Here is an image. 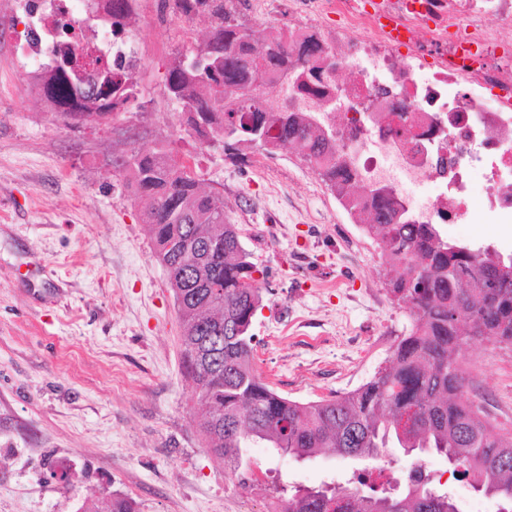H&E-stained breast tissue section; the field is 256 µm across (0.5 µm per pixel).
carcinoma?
I'll return each mask as SVG.
<instances>
[{"mask_svg": "<svg viewBox=\"0 0 512 512\" xmlns=\"http://www.w3.org/2000/svg\"><path fill=\"white\" fill-rule=\"evenodd\" d=\"M190 18L207 14L210 35L168 70L167 89L184 113H196L208 136L186 128L224 155L245 162L242 150L268 153L300 147L302 157L334 193H353L352 174L336 161V141L304 122L303 113L247 91L288 76L296 61L319 70L323 48L296 55L282 28L273 38L260 26L237 22L224 0H175ZM88 10L112 23L118 35L133 20L131 0H90ZM48 74L36 81L40 97L63 120L101 123L137 101L132 65L107 60L77 42L55 52ZM140 209L165 267L182 326V363L200 405L197 427L208 451L238 470L245 449L263 441L279 455L307 459L330 450L397 462L404 455L437 453L453 474L492 495L512 512V432L500 433L462 400L466 377L459 363L464 344L482 337L512 345V258L486 249L450 244L434 224H407L389 195L371 194L368 233L382 247L390 293L409 307L414 325L395 346L388 365L369 382L342 396L299 403L274 392L254 368L251 327L262 303L268 272L250 261L239 229L224 209V195L202 188L194 170L170 144L114 161ZM353 473L347 481L368 489L362 499L340 501L342 487L281 488L284 512H457L448 492L428 476L410 480L395 495ZM109 512H138L137 502L114 495Z\"/></svg>", "mask_w": 512, "mask_h": 512, "instance_id": "carcinoma-1", "label": "carcinoma"}]
</instances>
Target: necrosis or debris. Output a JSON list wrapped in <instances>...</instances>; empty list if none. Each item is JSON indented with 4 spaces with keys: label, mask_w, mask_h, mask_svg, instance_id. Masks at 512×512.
I'll return each instance as SVG.
<instances>
[{
    "label": "necrosis or debris",
    "mask_w": 512,
    "mask_h": 512,
    "mask_svg": "<svg viewBox=\"0 0 512 512\" xmlns=\"http://www.w3.org/2000/svg\"><path fill=\"white\" fill-rule=\"evenodd\" d=\"M23 2L29 25L17 50L27 77L51 58L61 19L77 36L93 33L97 54H133L86 0ZM326 14L339 16L335 30L323 29ZM509 27L512 0H299L288 10L289 43L314 38L329 56L320 78L280 79L275 94L350 149L360 191L388 189L410 223L477 217L512 229V43L501 38Z\"/></svg>",
    "instance_id": "necrosis-or-debris-1"
}]
</instances>
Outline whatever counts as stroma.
Here are the masks:
<instances>
[{"instance_id": "35a3bbf8", "label": "stroma", "mask_w": 512, "mask_h": 512, "mask_svg": "<svg viewBox=\"0 0 512 512\" xmlns=\"http://www.w3.org/2000/svg\"><path fill=\"white\" fill-rule=\"evenodd\" d=\"M133 7L139 106L73 128L20 81L12 38L26 14L0 0V512H78L84 497L65 489V471L83 475L93 498L129 496L139 512H264L271 477L316 486L354 467L257 444L252 471H231L208 452L174 295L117 157L170 143L191 154L206 189L223 193L253 262L270 272L252 325L254 363L279 395L309 403L357 389L413 327L387 290L377 241L349 222L298 149L251 148L240 167L222 146L186 136L168 67L210 20L185 19L172 0ZM234 14L269 25L287 20L288 0H237ZM439 230L451 243L512 254V235L496 224ZM461 360L464 401L512 431V349L475 338ZM422 463L459 512H499L444 456Z\"/></svg>"}]
</instances>
